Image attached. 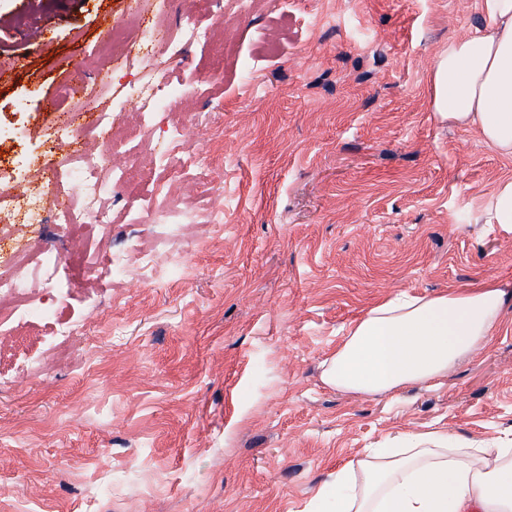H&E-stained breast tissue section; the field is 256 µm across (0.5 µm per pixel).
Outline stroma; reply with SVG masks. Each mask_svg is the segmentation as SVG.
<instances>
[{
    "label": "stroma",
    "instance_id": "obj_1",
    "mask_svg": "<svg viewBox=\"0 0 512 512\" xmlns=\"http://www.w3.org/2000/svg\"><path fill=\"white\" fill-rule=\"evenodd\" d=\"M483 4L209 0L195 19L223 16L212 41L107 55V26L132 11L178 31V0H0V162L21 180L38 177L30 157L91 147L94 112L137 118L131 89L153 68L166 92L192 88L176 109L202 158L112 202L111 227L82 238L101 255L149 243L148 199L179 197L196 226L178 259L159 256L162 283L60 267L50 323L0 343V512H304L365 448L430 433L512 445V315L435 386L371 398L322 380L345 326L385 297L512 283V231L485 221L512 159L431 106L441 50L487 24ZM95 80L98 95L63 98ZM72 111L73 141L53 147ZM71 235L1 225L0 275L15 247ZM58 320L68 350L38 372Z\"/></svg>",
    "mask_w": 512,
    "mask_h": 512
}]
</instances>
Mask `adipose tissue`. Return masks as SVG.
<instances>
[{
  "instance_id": "obj_1",
  "label": "adipose tissue",
  "mask_w": 512,
  "mask_h": 512,
  "mask_svg": "<svg viewBox=\"0 0 512 512\" xmlns=\"http://www.w3.org/2000/svg\"><path fill=\"white\" fill-rule=\"evenodd\" d=\"M487 27L449 41L431 73L441 121L479 131L512 157V0H485ZM512 311V286L486 282L432 296L386 298L351 321L323 363L337 391L388 396L447 375ZM305 512H512V448H461L445 434L366 448L332 475Z\"/></svg>"
}]
</instances>
